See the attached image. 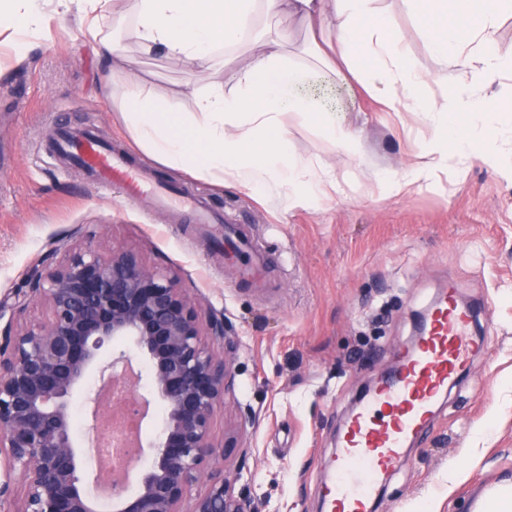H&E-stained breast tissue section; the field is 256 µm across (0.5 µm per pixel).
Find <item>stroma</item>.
<instances>
[{"label": "stroma", "mask_w": 512, "mask_h": 512, "mask_svg": "<svg viewBox=\"0 0 512 512\" xmlns=\"http://www.w3.org/2000/svg\"><path fill=\"white\" fill-rule=\"evenodd\" d=\"M385 4L416 65L438 72L402 0ZM86 8L71 0L60 11L49 0L48 20L22 60L0 30V298L25 292L32 267L63 259L59 240L89 229L175 274L200 317L222 315L236 341L234 381L213 424L226 475L246 462L252 478L238 486L266 501L265 512H321L336 442L361 392L396 364L432 296L456 288L479 305L490 352L440 399L428 438L391 471L377 512H472L478 481L512 475V183L475 161L462 176L384 192L376 174L406 178L429 126L416 112L383 111L349 72L311 70L296 56L307 69L299 92L361 135L359 166L316 127L291 130L295 153L320 160L343 195L290 210L155 167L163 180L201 192L213 210L252 225L271 259L270 285H240L223 245L198 226L171 223L120 188L101 191L49 153L51 130L79 125L102 131L133 162L149 160L101 92L112 60L87 38ZM136 57L128 75L113 77V92L130 77L161 92L187 80L163 52Z\"/></svg>", "instance_id": "stroma-1"}]
</instances>
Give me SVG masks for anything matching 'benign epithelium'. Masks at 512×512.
<instances>
[{
    "mask_svg": "<svg viewBox=\"0 0 512 512\" xmlns=\"http://www.w3.org/2000/svg\"><path fill=\"white\" fill-rule=\"evenodd\" d=\"M64 259L35 266L29 288L14 301L0 300V512H100L101 497L115 512H261L260 503L225 475L224 447L213 437V419L232 384L224 352V320L201 321L177 278L149 268L130 250L88 233L62 243ZM41 303L47 317L26 319ZM129 339L149 365V393L131 385L129 354L112 350L100 388L122 392L142 426L159 402L165 417L151 446L139 487L124 495L112 480L79 461L70 401L87 374L99 367L102 349ZM207 478L205 490L192 487Z\"/></svg>",
    "mask_w": 512,
    "mask_h": 512,
    "instance_id": "7a95c632",
    "label": "benign epithelium"
}]
</instances>
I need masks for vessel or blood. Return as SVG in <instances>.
<instances>
[{"instance_id":"vessel-or-blood-1","label":"vessel or blood","mask_w":512,"mask_h":512,"mask_svg":"<svg viewBox=\"0 0 512 512\" xmlns=\"http://www.w3.org/2000/svg\"><path fill=\"white\" fill-rule=\"evenodd\" d=\"M56 152L79 167L101 190L120 186L129 200L150 199L172 221L224 224L223 215L154 179L145 166L109 147L97 133H60ZM226 224V223H225ZM474 309L446 290L430 304L418 347L401 352L399 366L363 400L347 422L334 461L335 475L324 489L327 512H374V499L410 444L423 440L438 399L465 374L476 355L487 353L473 332ZM475 512H512V484L481 485Z\"/></svg>"}]
</instances>
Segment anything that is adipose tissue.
<instances>
[{
	"label": "adipose tissue",
	"instance_id": "obj_1",
	"mask_svg": "<svg viewBox=\"0 0 512 512\" xmlns=\"http://www.w3.org/2000/svg\"><path fill=\"white\" fill-rule=\"evenodd\" d=\"M87 32L104 47L112 42L107 19L133 14L129 36L143 55L163 51L184 72L209 68L217 49L227 88L187 85L161 97L145 81L131 82L119 114L139 147L158 163L216 184L261 192L289 207L340 194L335 176L292 148L291 128L316 121L325 140L361 154V138L335 115L317 111L297 92L302 70L289 54L291 33L270 28L288 18L306 31L305 52L314 66L347 70L385 111L419 113L433 134L406 180L377 175L380 186L401 193L436 183L441 174L474 159L512 181V159L488 137L490 110L475 105L477 89L512 73L495 35L512 0H468V22L448 19L447 0H404L418 30L442 63L434 74L413 62L404 32L379 0H86ZM43 0H0V25L13 28L14 52L25 58ZM193 107H182L183 97Z\"/></svg>",
	"mask_w": 512,
	"mask_h": 512
}]
</instances>
